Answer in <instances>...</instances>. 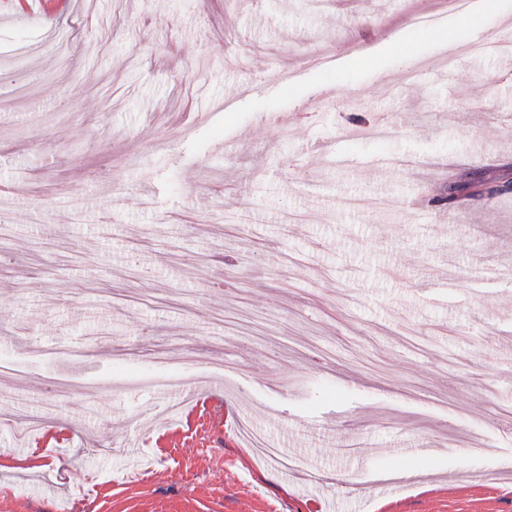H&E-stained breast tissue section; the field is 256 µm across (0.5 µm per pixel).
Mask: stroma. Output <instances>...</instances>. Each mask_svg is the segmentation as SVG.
Wrapping results in <instances>:
<instances>
[{"instance_id": "obj_1", "label": "stroma", "mask_w": 512, "mask_h": 512, "mask_svg": "<svg viewBox=\"0 0 512 512\" xmlns=\"http://www.w3.org/2000/svg\"><path fill=\"white\" fill-rule=\"evenodd\" d=\"M507 16L1 4L0 512H512Z\"/></svg>"}]
</instances>
